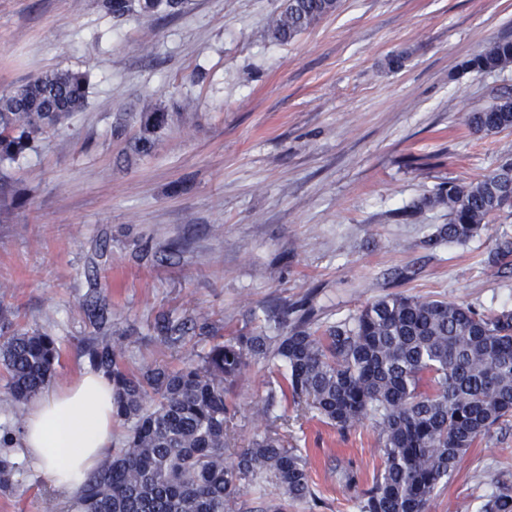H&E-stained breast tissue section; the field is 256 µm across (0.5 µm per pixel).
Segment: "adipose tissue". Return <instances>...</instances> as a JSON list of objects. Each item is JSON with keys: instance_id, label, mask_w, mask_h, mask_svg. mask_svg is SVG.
I'll list each match as a JSON object with an SVG mask.
<instances>
[{"instance_id": "ef3b65f1", "label": "adipose tissue", "mask_w": 512, "mask_h": 512, "mask_svg": "<svg viewBox=\"0 0 512 512\" xmlns=\"http://www.w3.org/2000/svg\"><path fill=\"white\" fill-rule=\"evenodd\" d=\"M117 423L112 383L85 369L67 384H54L34 397L14 442L58 491L73 496L85 475L111 454Z\"/></svg>"}]
</instances>
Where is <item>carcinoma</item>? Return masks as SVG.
I'll list each match as a JSON object with an SVG mask.
<instances>
[{
    "instance_id": "cac0c4a2",
    "label": "carcinoma",
    "mask_w": 512,
    "mask_h": 512,
    "mask_svg": "<svg viewBox=\"0 0 512 512\" xmlns=\"http://www.w3.org/2000/svg\"><path fill=\"white\" fill-rule=\"evenodd\" d=\"M185 0H104L114 17L171 15ZM340 0H284L270 20L272 37L294 39L332 15ZM470 64L483 71L512 64V42H500ZM88 79L57 70L0 95V159H13L60 118L87 104ZM138 120L130 155L150 153L168 126V112L147 107L119 115L114 133ZM486 135L512 129V99L467 117ZM512 156L475 181L439 188L422 205L448 212L428 243H466L489 219L512 206ZM492 263L512 265V241L496 245ZM160 331L175 343L187 322L162 317ZM87 364L112 381V412L126 426L123 446L85 481L71 506L76 512H241L252 487L271 485L283 496L256 512H288V502L316 500L306 455L281 436L285 415L277 402L317 412L341 431L369 419L379 429L382 461L370 485L348 466L346 488L358 512H424L440 484L448 483L476 440L512 420V309L479 311L466 303L385 295L365 305L351 322L318 324L301 310L293 327L277 336L240 332L213 344L179 367L134 371L123 362L122 343L97 339L84 347ZM57 341L38 331L16 332L0 342V370L18 405L48 388L59 361ZM272 356L287 373L253 406L264 434L230 451L236 406L228 392L249 362ZM0 437V491L26 472V462ZM481 512H512V487L499 490Z\"/></svg>"
}]
</instances>
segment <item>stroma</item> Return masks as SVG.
<instances>
[{
    "label": "stroma",
    "mask_w": 512,
    "mask_h": 512,
    "mask_svg": "<svg viewBox=\"0 0 512 512\" xmlns=\"http://www.w3.org/2000/svg\"><path fill=\"white\" fill-rule=\"evenodd\" d=\"M283 0H186L174 15L106 14L101 0H0V93L54 70L89 72L88 103L37 149L0 162V312L13 329L53 336L55 380L85 367V343L126 333L132 370L177 366L242 330H288L269 315L313 308L319 322L356 316L387 294L512 307V266H490L512 213L464 244L430 247L447 223L418 202L470 182L512 152V130L473 132L467 113L512 97V66L468 68L512 41V0H341L291 42L272 38ZM402 56L400 68L389 61ZM169 113L152 153L129 162L120 113ZM205 329L167 344L160 315ZM269 364L251 361L229 398L233 444L265 431L252 413ZM304 448L317 507L357 512L342 477L371 478L377 429L347 432L278 403ZM512 487V422L463 457L426 512H481ZM28 470L0 512H46Z\"/></svg>",
    "instance_id": "obj_1"
}]
</instances>
